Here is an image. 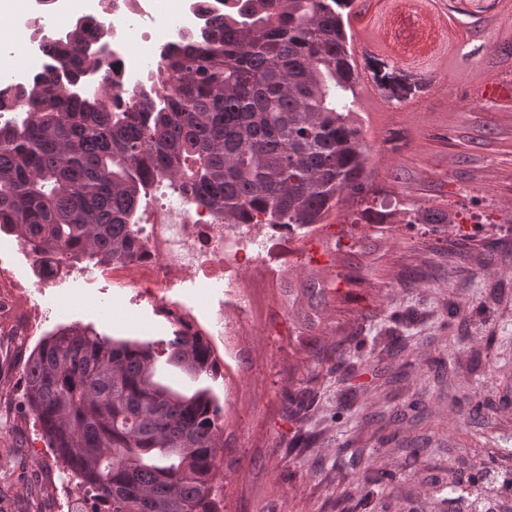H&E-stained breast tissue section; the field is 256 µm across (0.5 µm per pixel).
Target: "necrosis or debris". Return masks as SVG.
<instances>
[{
  "label": "necrosis or debris",
  "instance_id": "1",
  "mask_svg": "<svg viewBox=\"0 0 512 512\" xmlns=\"http://www.w3.org/2000/svg\"><path fill=\"white\" fill-rule=\"evenodd\" d=\"M56 0H33L21 22L14 52L0 57V112L21 107L20 91L49 67L46 45L57 33ZM234 0H90L88 42L102 49L105 67L120 87H145L165 48L181 43L211 21L223 17ZM139 44H132L131 33ZM169 181L154 183L148 212L137 224L138 252L124 262L104 266L116 288L135 291L139 300L161 312L170 311V294L185 283L219 285L223 297L205 318L192 310L173 312L181 330L217 344L237 335L239 322L227 320L225 309L251 311L242 291V273L255 276L259 288L276 287L296 261L299 244H313L322 232L299 235L285 224H224L188 198L171 202Z\"/></svg>",
  "mask_w": 512,
  "mask_h": 512
}]
</instances>
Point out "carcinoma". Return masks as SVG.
Masks as SVG:
<instances>
[{
  "instance_id": "carcinoma-1",
  "label": "carcinoma",
  "mask_w": 512,
  "mask_h": 512,
  "mask_svg": "<svg viewBox=\"0 0 512 512\" xmlns=\"http://www.w3.org/2000/svg\"><path fill=\"white\" fill-rule=\"evenodd\" d=\"M390 52L407 14H426L404 66L430 67L442 28L433 0H398ZM358 0H237L224 19L166 51L151 72L154 93L102 78L68 92L80 73L102 70L87 26L67 20L48 47L55 65L22 91L17 115L0 121V233L57 257L96 265L131 258L136 216L149 184L165 178L226 224H297L309 231L340 204L363 206L348 271L284 283L288 320L314 363L335 350L316 333L340 285L363 282L380 233L396 214L437 234L448 207L401 199L370 167L364 86L354 75ZM167 362L193 378L220 364L203 337L166 342ZM152 343L111 340L62 327L29 353L23 418L75 481L90 512H222L217 450L222 407L206 389L181 394L154 380ZM308 387L283 391L297 417Z\"/></svg>"
}]
</instances>
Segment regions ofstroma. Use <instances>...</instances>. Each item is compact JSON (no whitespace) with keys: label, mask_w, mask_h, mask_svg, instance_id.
<instances>
[{"label":"stroma","mask_w":512,"mask_h":512,"mask_svg":"<svg viewBox=\"0 0 512 512\" xmlns=\"http://www.w3.org/2000/svg\"><path fill=\"white\" fill-rule=\"evenodd\" d=\"M489 59L436 68L429 107L401 118L413 130L407 147L378 149L383 107H369L373 168L444 177L443 200L458 224L434 235L396 221L374 275L324 316V343L343 347L339 373L315 366L298 340L266 336L269 318L288 322L273 288L253 289L254 317L231 339L246 361L227 379L194 380L158 359L157 380L186 394L208 387L230 403L224 434L239 464L224 489L226 512H260L269 498L277 512H512V484L502 481L512 472V145L489 157L491 178L465 181L451 162L457 146L429 138L432 124L465 110L496 118L512 89L505 67ZM0 265L30 285L43 315L38 335L90 326L160 352L177 327L92 263L40 279L18 241L0 234ZM16 322L0 318V512H86L82 500L66 498L64 472L16 413L18 356L38 337L15 335ZM305 380L312 401L298 419L282 416L284 387ZM256 454L266 471H252Z\"/></svg>","instance_id":"1"}]
</instances>
